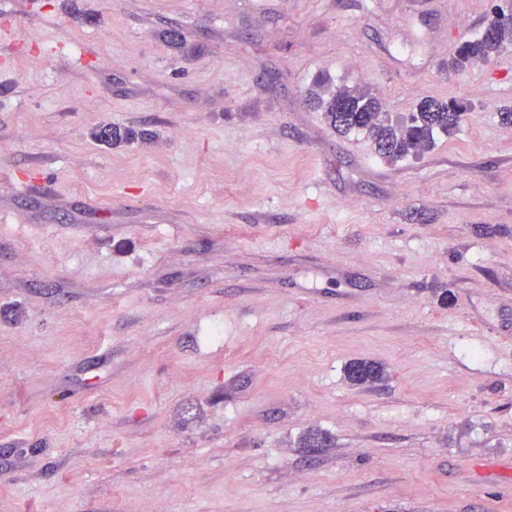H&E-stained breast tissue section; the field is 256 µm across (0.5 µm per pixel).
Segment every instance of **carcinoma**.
<instances>
[{
  "mask_svg": "<svg viewBox=\"0 0 512 512\" xmlns=\"http://www.w3.org/2000/svg\"><path fill=\"white\" fill-rule=\"evenodd\" d=\"M508 44H512V21L501 20L494 36L482 32L464 42L448 66L464 70L473 63L487 61ZM310 96L322 105L337 133L362 134L371 140L378 155L391 160L418 157L433 145L437 134L449 135L457 130L463 115L462 107L456 103L426 99L406 119L393 121L384 116L383 103L373 90L354 86L339 87L326 99L314 91ZM382 374L380 367L366 362L347 367V377L355 384L378 380Z\"/></svg>",
  "mask_w": 512,
  "mask_h": 512,
  "instance_id": "1",
  "label": "carcinoma"
}]
</instances>
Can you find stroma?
I'll use <instances>...</instances> for the list:
<instances>
[{
	"label": "stroma",
	"instance_id": "35a3bbf8",
	"mask_svg": "<svg viewBox=\"0 0 512 512\" xmlns=\"http://www.w3.org/2000/svg\"><path fill=\"white\" fill-rule=\"evenodd\" d=\"M507 7L0 0V512H512ZM508 44H512V21L500 20L493 37L486 35L484 30L476 37L465 41L457 49L448 66L455 70H464L473 63L487 61ZM338 87L324 99L319 92L311 98L322 105L325 116L336 132L363 134L371 140L375 152L382 158L403 160L415 158L428 150L439 133L451 134L462 121V107L453 102L426 99L402 121L383 116L380 98L369 88ZM342 103L344 111L338 112ZM346 372L348 379L354 384L378 380L383 374L380 367L366 362L351 363Z\"/></svg>",
	"mask_w": 512,
	"mask_h": 512
}]
</instances>
